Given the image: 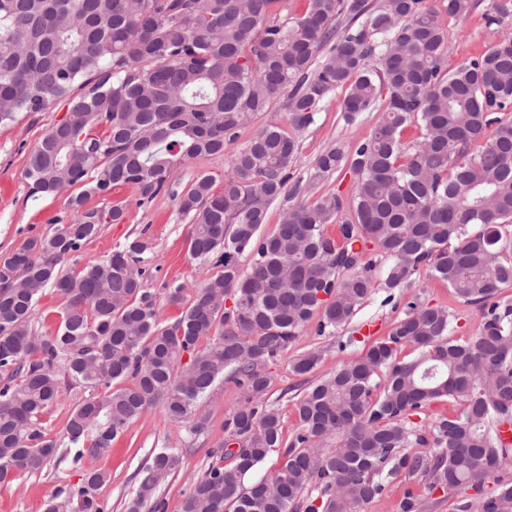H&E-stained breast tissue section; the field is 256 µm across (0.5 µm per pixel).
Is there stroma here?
Returning a JSON list of instances; mask_svg holds the SVG:
<instances>
[{
	"instance_id": "1",
	"label": "stroma",
	"mask_w": 512,
	"mask_h": 512,
	"mask_svg": "<svg viewBox=\"0 0 512 512\" xmlns=\"http://www.w3.org/2000/svg\"><path fill=\"white\" fill-rule=\"evenodd\" d=\"M487 0H480L463 17L443 16L448 33L447 67L455 69L484 54L504 38H512V17L501 25L490 26L485 20ZM343 92L322 104L314 124L298 134L300 150L293 169L295 176L311 179L312 188L303 197L312 202L327 193L338 194L343 205H350L354 194V176L348 167L322 178L315 177L313 165L318 155L332 146L351 150L359 141L373 132L382 105H375L361 113L355 122H346L341 112ZM67 103L59 102L43 112H24L10 125L0 126V253L18 248L24 241L49 234L52 222L65 215L66 197L34 198L24 176L27 160L44 133L59 123L68 113ZM122 203L125 216L121 223L102 225L100 232L82 248L84 257L101 258L111 253L116 242L139 239L145 245L144 256L152 269L144 287L155 296L161 319L174 321L179 317V306L167 300L166 287L171 283L184 285L187 293H194L219 269L210 264L193 261L188 252V221L177 202L169 195L157 196L150 204L139 206L134 188H115L108 197L89 196L86 207L98 210ZM448 307L454 315L450 335L463 340L476 334L482 322L480 305L457 298L446 283L432 279L426 271L412 277L407 288L390 290L377 287L360 308L352 323L335 334L318 336L306 329L289 348L287 356L269 367L272 385L271 400L276 401L282 417L284 437H292L297 428L294 398L316 380L333 373L342 362L363 354L368 343L387 336L394 322L403 316L413 299ZM354 337V344H346V337ZM318 352L320 360L306 375L292 370V361L308 352ZM97 387L62 382L57 401L39 418L38 426L47 435L63 439L72 409L80 402L101 398ZM241 401L240 389L230 382L216 383L196 405L197 415L208 421L207 429L191 433L182 422L169 420L160 407H152L112 443L101 455L85 459L75 465L73 448L60 449L47 471L24 476L9 486H0V512H44L45 503L61 490L77 483L85 469L106 471L108 481L98 496L107 502L108 512H124L127 502L138 488L139 472L147 466L154 453L164 448H182L186 455L180 471L160 484L157 495L164 502V512H181V503L191 485L203 475L212 457L224 443V421Z\"/></svg>"
}]
</instances>
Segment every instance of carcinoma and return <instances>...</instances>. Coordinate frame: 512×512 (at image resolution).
<instances>
[{"label": "carcinoma", "mask_w": 512, "mask_h": 512, "mask_svg": "<svg viewBox=\"0 0 512 512\" xmlns=\"http://www.w3.org/2000/svg\"><path fill=\"white\" fill-rule=\"evenodd\" d=\"M275 2L0 0V124L58 101L70 108L28 159L31 195L86 187L68 198L70 216L55 219L52 233L0 255V484L42 473L63 444L79 447L75 464L107 451L157 404L201 433L197 400L225 379L243 399L224 421L226 448L182 512H359L400 475L429 491H475L456 512H512V478L484 492L512 460L503 436L512 427V303L496 300L512 287V120L501 117L512 108V39L449 72L445 29L424 0H309L302 15L283 18ZM476 5L443 0L442 8L460 17ZM509 16L512 0H489L488 24ZM339 89L347 122L387 93L368 139L314 163L316 177L349 165L350 216L338 218L334 194L292 203L305 189L292 173L299 143L274 124L232 152L221 191L207 174L178 189L181 166L223 153L274 101L283 99L300 131ZM409 127L420 134L411 146ZM117 186L136 188L142 205L162 193L177 199L191 258L223 267L190 297L181 284L168 287L182 307L172 323L144 288L141 241L65 268L101 225L123 220L120 203L84 208L88 196ZM276 201L282 222L261 238ZM335 222L336 239L324 231ZM380 261L388 289L425 269L482 305L477 334L454 340L447 308L409 303L388 336L298 396V428L285 440L268 366L313 318L319 336L348 326L374 291ZM48 287L66 306L42 336L31 316ZM406 345L416 352L409 360L399 356ZM318 361L309 352L292 369L307 374ZM64 379L105 393L74 408L60 444L36 422ZM443 400L457 412L413 420ZM330 437L336 448L321 450ZM415 445L427 451L405 452ZM279 448V468L245 484ZM182 461L179 450L157 452L127 512H161L157 489ZM108 479L86 470L46 512H106L96 491ZM310 488L316 495L304 496Z\"/></svg>", "instance_id": "obj_1"}]
</instances>
